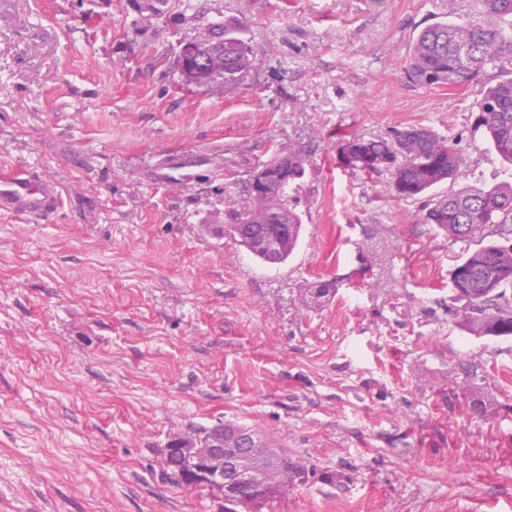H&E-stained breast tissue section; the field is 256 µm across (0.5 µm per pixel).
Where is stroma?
I'll return each mask as SVG.
<instances>
[{"instance_id":"obj_1","label":"stroma","mask_w":512,"mask_h":512,"mask_svg":"<svg viewBox=\"0 0 512 512\" xmlns=\"http://www.w3.org/2000/svg\"><path fill=\"white\" fill-rule=\"evenodd\" d=\"M474 0H0V169L53 181L48 220L0 213V512H222L169 478L168 443L218 423L272 437L308 480L261 512H512V337L448 312L464 246L347 135L458 138L474 182L506 169L471 88L404 65ZM235 22L236 83L185 85L181 42ZM305 174L288 262L222 225L293 149ZM332 281L336 294L308 303Z\"/></svg>"}]
</instances>
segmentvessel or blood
I'll use <instances>...</instances> for the list:
<instances>
[{"instance_id":"1","label":"vessel or blood","mask_w":512,"mask_h":512,"mask_svg":"<svg viewBox=\"0 0 512 512\" xmlns=\"http://www.w3.org/2000/svg\"><path fill=\"white\" fill-rule=\"evenodd\" d=\"M60 205L61 195L54 182L26 170L0 173V213L51 217Z\"/></svg>"}]
</instances>
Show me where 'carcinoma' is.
<instances>
[{
    "label": "carcinoma",
    "mask_w": 512,
    "mask_h": 512,
    "mask_svg": "<svg viewBox=\"0 0 512 512\" xmlns=\"http://www.w3.org/2000/svg\"><path fill=\"white\" fill-rule=\"evenodd\" d=\"M477 16L456 22L448 20L425 27L411 44L405 66L409 80L422 84L477 88L476 128L483 131L492 150L512 164V0H476ZM509 21L504 28L503 21ZM224 70L226 82H233L251 66L252 47L238 36L230 22L224 23ZM489 69L498 73L493 84L482 81ZM339 158L347 168L370 178L381 169H393V185L402 200L416 198L436 185L468 175L469 164L459 142L427 128L398 130L390 142L365 140L357 135L339 147ZM270 162L288 173L285 180L270 178L254 195L253 208L233 218L246 223L239 245L263 263L283 264L296 249L302 224L285 206L290 183L303 177L305 155L292 150L276 155ZM426 223L435 225L454 243L492 238L482 247L462 255L451 275L448 312L459 318L463 330L472 336H512V181L452 192L426 213ZM276 240L277 254L270 260L265 242ZM238 438L231 449L234 463L224 469L227 502L259 512L264 501L253 497L254 484L282 468L294 473V481H305L306 469L288 459V453L257 431L232 423L206 430L207 448L223 447L222 440ZM181 444L173 441L166 450L168 468L179 472L180 482L199 486L210 481L211 472L203 460L187 465ZM263 452L255 454V449Z\"/></svg>",
    "instance_id": "cac0c4a2"
}]
</instances>
